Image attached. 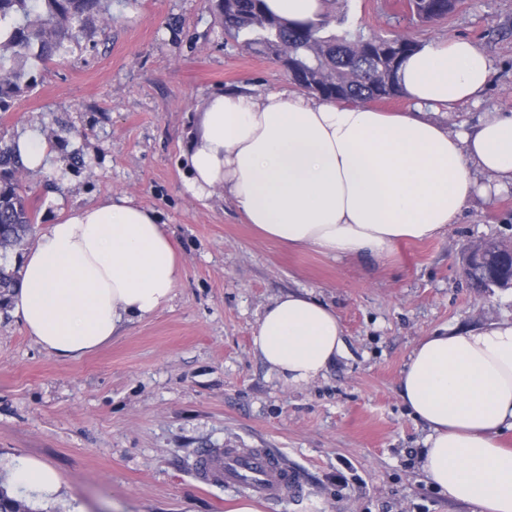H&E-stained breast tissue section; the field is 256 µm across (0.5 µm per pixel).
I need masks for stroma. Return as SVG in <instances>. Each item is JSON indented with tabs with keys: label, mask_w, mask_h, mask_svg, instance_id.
Instances as JSON below:
<instances>
[{
	"label": "stroma",
	"mask_w": 512,
	"mask_h": 512,
	"mask_svg": "<svg viewBox=\"0 0 512 512\" xmlns=\"http://www.w3.org/2000/svg\"><path fill=\"white\" fill-rule=\"evenodd\" d=\"M349 31L405 35L422 46L465 38L487 56L478 102L439 108L471 129L512 114V0H458L422 23L406 0H326ZM36 88L0 111V139L38 127L53 152L23 171L36 220L26 248L63 210L126 194L155 210L178 245L182 277L169 307L111 344L62 359L28 336L0 296V488L27 512H231L238 491L194 478L200 451L267 448L305 478L302 497L260 512H477L428 485L427 428L399 395L416 343L434 333L512 322V289L471 288L468 244H512V190L473 196L457 224L386 258H332L262 237L222 193L186 192L182 154L206 100L229 89H292L273 60L242 51L205 0H112L72 53L34 64ZM332 306L346 349L304 389L284 386L253 352L263 308L291 291ZM38 457L64 481L37 499L10 488L7 466Z\"/></svg>",
	"instance_id": "obj_1"
}]
</instances>
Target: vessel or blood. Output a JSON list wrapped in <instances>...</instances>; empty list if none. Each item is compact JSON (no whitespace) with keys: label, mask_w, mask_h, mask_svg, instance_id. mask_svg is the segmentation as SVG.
<instances>
[{"label":"vessel or blood","mask_w":512,"mask_h":512,"mask_svg":"<svg viewBox=\"0 0 512 512\" xmlns=\"http://www.w3.org/2000/svg\"><path fill=\"white\" fill-rule=\"evenodd\" d=\"M195 475L200 483H221L267 503L278 502L287 495L298 497L304 492L302 473L262 448L253 451L227 448L200 454Z\"/></svg>","instance_id":"1"}]
</instances>
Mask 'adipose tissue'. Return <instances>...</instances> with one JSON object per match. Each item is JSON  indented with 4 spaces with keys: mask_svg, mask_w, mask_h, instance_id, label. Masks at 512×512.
Returning a JSON list of instances; mask_svg holds the SVG:
<instances>
[{
    "mask_svg": "<svg viewBox=\"0 0 512 512\" xmlns=\"http://www.w3.org/2000/svg\"><path fill=\"white\" fill-rule=\"evenodd\" d=\"M491 77L484 52L455 38L425 47L399 71L413 107L380 112L287 90L209 97L188 146L187 191H221L246 223L288 248L329 257L388 256L457 223L467 200L512 186V114L486 113L453 132L428 110L478 100ZM486 183H478L477 174ZM13 316L44 350L78 358L173 300L182 268L153 209L128 195L73 208L21 260ZM345 349L335 310L307 292L274 298L253 351L283 384L305 387ZM399 395L429 430L421 470L451 500L512 512V323L423 337ZM11 483L37 498L62 487L50 464L23 458Z\"/></svg>",
    "mask_w": 512,
    "mask_h": 512,
    "instance_id": "adipose-tissue-1",
    "label": "adipose tissue"
}]
</instances>
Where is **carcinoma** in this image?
Here are the masks:
<instances>
[{
  "mask_svg": "<svg viewBox=\"0 0 512 512\" xmlns=\"http://www.w3.org/2000/svg\"><path fill=\"white\" fill-rule=\"evenodd\" d=\"M221 25L240 48L280 60L286 51L303 71L299 90L340 103H366L401 94L399 70L405 58L422 48L399 35L330 31L325 14L290 22L265 11L264 0H213ZM456 0H409L421 22L442 19ZM112 0H0V110L36 87L30 60L46 67L73 52L92 19L112 20ZM335 22L342 24L343 19ZM24 165L13 145L0 143V248L17 244L31 231L35 215L29 189L19 180Z\"/></svg>",
  "mask_w": 512,
  "mask_h": 512,
  "instance_id": "cac0c4a2",
  "label": "carcinoma"
}]
</instances>
